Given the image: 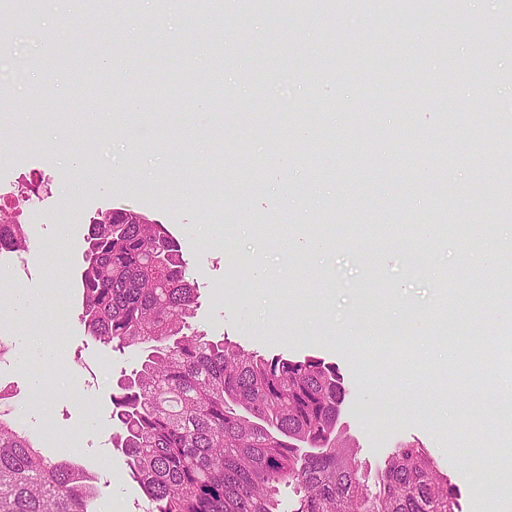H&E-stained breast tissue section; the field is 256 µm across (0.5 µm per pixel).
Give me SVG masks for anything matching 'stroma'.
<instances>
[{"mask_svg": "<svg viewBox=\"0 0 512 512\" xmlns=\"http://www.w3.org/2000/svg\"><path fill=\"white\" fill-rule=\"evenodd\" d=\"M60 0H40L30 21H8L0 66L37 60L34 89L0 93V144L43 172L50 191L30 225L31 277L0 279V336L14 346L5 370L16 413L44 453L99 475L94 512H147L125 456L112 446V389L141 360L87 336L78 279L88 227L124 208L164 224L198 286L193 328L267 357L313 355L336 365L346 389L336 425L370 472L403 443L430 452L456 486L461 512H512V497L481 491L512 459V368L488 375L462 366L470 341L502 337L512 312L487 288L494 255L480 229L496 204L495 164L512 155L499 113L512 110V0H475L447 15L408 12L405 0H330L303 13L256 10L225 0L222 16L193 15L183 0H152L150 17L183 31L181 41L134 26L127 13L76 15L58 25ZM41 29V40L27 36ZM451 38L453 54L437 49ZM224 58V110L210 113L194 80V58ZM494 85H485V65ZM125 80L114 81L116 72ZM409 82H437L455 95L453 127L433 101L397 100ZM314 112L309 133L277 113L281 98ZM154 116L145 118L142 104ZM448 174L456 231L432 250L423 213L438 205L428 186ZM336 221L320 224L322 212ZM427 252L426 268L448 286L410 277L396 255L372 248L401 226ZM266 280H259L255 256ZM431 309L414 334L394 340L375 314L400 301ZM359 318L350 347L335 332ZM97 383L72 390L82 363Z\"/></svg>", "mask_w": 512, "mask_h": 512, "instance_id": "obj_1", "label": "stroma"}]
</instances>
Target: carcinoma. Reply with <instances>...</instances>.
Listing matches in <instances>:
<instances>
[{"instance_id":"obj_1","label":"carcinoma","mask_w":512,"mask_h":512,"mask_svg":"<svg viewBox=\"0 0 512 512\" xmlns=\"http://www.w3.org/2000/svg\"><path fill=\"white\" fill-rule=\"evenodd\" d=\"M509 194L512 164L496 168ZM25 224L0 215V251L25 248ZM380 250L423 252L388 241ZM87 335L114 349L142 347L138 368L112 390V444L127 458L149 512H278L279 486L298 494L295 512H459L455 489L423 448L400 445L369 484L354 445L336 444L345 387L320 358L265 357L191 327L198 288L162 224L112 209L90 224L80 274ZM473 369L493 351H465ZM96 475L52 460L17 424L0 418V512H93Z\"/></svg>"}]
</instances>
